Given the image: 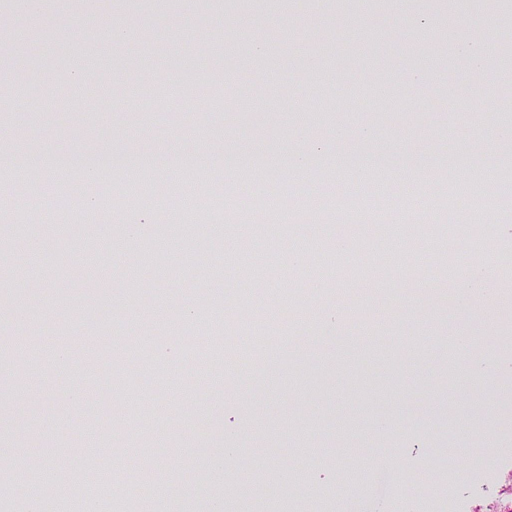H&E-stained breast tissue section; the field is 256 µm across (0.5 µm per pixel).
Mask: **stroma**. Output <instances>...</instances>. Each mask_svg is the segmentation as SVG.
Listing matches in <instances>:
<instances>
[{
  "instance_id": "stroma-1",
  "label": "stroma",
  "mask_w": 512,
  "mask_h": 512,
  "mask_svg": "<svg viewBox=\"0 0 512 512\" xmlns=\"http://www.w3.org/2000/svg\"><path fill=\"white\" fill-rule=\"evenodd\" d=\"M335 4L112 0L97 14L93 0H0V51L16 59L0 72V129L28 152L0 190L35 184L0 201V482L14 493L0 512L36 493L46 512L80 507L76 483L101 466L113 502L151 512H213L229 480L250 512H296L294 487L329 512H482L512 493V227L428 207L472 172L512 169V0ZM475 31L476 74L463 60ZM160 57L165 71L133 80V60ZM217 142L248 161L257 195L292 204L390 161L384 200L411 221L389 234L420 236L419 250L383 266L353 225L284 239L246 207L230 228L186 221V162ZM315 145L335 161L304 185L280 161ZM100 151L151 158L137 206L123 168L90 184L48 164ZM145 222L146 238H125ZM463 222L478 232L448 247L446 225ZM476 253L510 304L459 298ZM184 299L195 316L166 326ZM90 423L136 453L89 456ZM389 452L394 496L366 494L355 460ZM450 452L452 470L438 461Z\"/></svg>"
}]
</instances>
